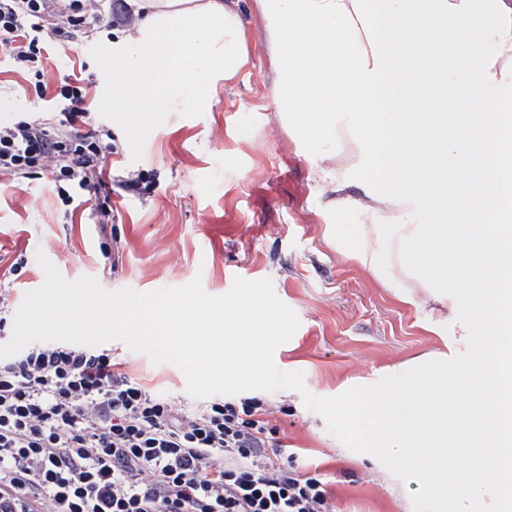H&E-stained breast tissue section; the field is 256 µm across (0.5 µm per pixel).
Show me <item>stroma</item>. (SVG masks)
<instances>
[{"label":"stroma","mask_w":512,"mask_h":512,"mask_svg":"<svg viewBox=\"0 0 512 512\" xmlns=\"http://www.w3.org/2000/svg\"><path fill=\"white\" fill-rule=\"evenodd\" d=\"M239 12L249 57L240 73L228 82L215 77L196 98L172 96L163 111L144 117L135 102L125 112L98 107L115 78L106 66L112 43L137 29L130 0H112L111 26L90 33L81 49L51 40L41 80L84 78L90 124L110 136L112 153L103 185L87 198L43 172L27 179L0 175V273L15 251L27 257L11 278V306L19 308L43 284L40 252L65 280L90 276L108 290L148 292L197 278L206 294L220 296L235 278H268L300 321L274 353L277 368L302 373L306 391L318 397L335 396L346 383L373 389L394 365L436 350L440 341L424 330L421 308L396 300L337 250L328 224H340L352 240L358 217L324 216L309 151L277 114L256 0H239ZM37 80L16 72L0 48V124L60 112L58 102L32 107ZM107 347L119 371L194 404L177 366L153 364L118 340ZM256 396L299 472L325 481L334 512H434L424 478L407 475L393 487L368 465L340 456L335 436L305 407L301 392Z\"/></svg>","instance_id":"35a3bbf8"}]
</instances>
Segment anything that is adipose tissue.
I'll return each instance as SVG.
<instances>
[{"label":"adipose tissue","instance_id":"1","mask_svg":"<svg viewBox=\"0 0 512 512\" xmlns=\"http://www.w3.org/2000/svg\"><path fill=\"white\" fill-rule=\"evenodd\" d=\"M236 0H133L116 41L112 109L160 111L248 63ZM277 104L314 155L325 213H355L336 245L394 298L424 303L443 348L399 388L338 405L340 448L364 437L383 476L448 494V447L470 449L456 512H512V0H258ZM350 161L325 163L338 136Z\"/></svg>","mask_w":512,"mask_h":512}]
</instances>
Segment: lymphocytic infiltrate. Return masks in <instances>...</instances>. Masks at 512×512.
I'll list each match as a JSON object with an SVG mask.
<instances>
[{"mask_svg": "<svg viewBox=\"0 0 512 512\" xmlns=\"http://www.w3.org/2000/svg\"><path fill=\"white\" fill-rule=\"evenodd\" d=\"M87 0H0V47L41 64L46 34L71 44L102 27ZM52 120L0 125V174L62 160L97 187L111 145L87 123V89L63 76ZM260 400L184 405L116 371L106 349L33 345L0 359V512H330L322 480L289 466Z\"/></svg>", "mask_w": 512, "mask_h": 512, "instance_id": "1", "label": "lymphocytic infiltrate"}]
</instances>
